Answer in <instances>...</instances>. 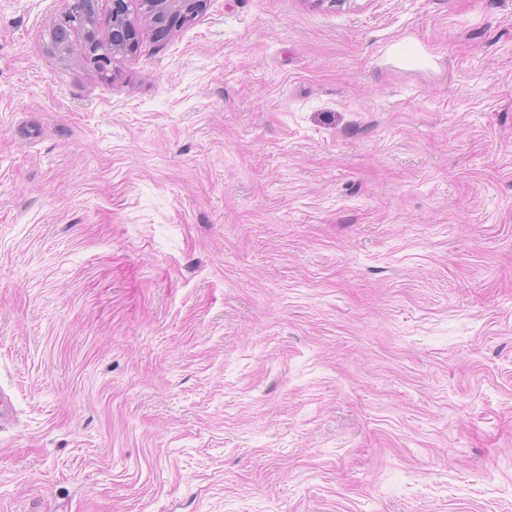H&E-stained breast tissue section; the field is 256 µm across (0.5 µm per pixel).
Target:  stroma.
I'll use <instances>...</instances> for the list:
<instances>
[{"label":"stroma","mask_w":512,"mask_h":512,"mask_svg":"<svg viewBox=\"0 0 512 512\" xmlns=\"http://www.w3.org/2000/svg\"><path fill=\"white\" fill-rule=\"evenodd\" d=\"M0 0V512H512V0H207L106 72Z\"/></svg>","instance_id":"stroma-1"}]
</instances>
